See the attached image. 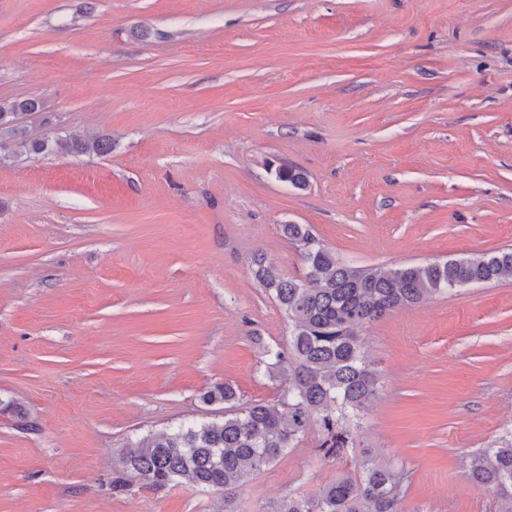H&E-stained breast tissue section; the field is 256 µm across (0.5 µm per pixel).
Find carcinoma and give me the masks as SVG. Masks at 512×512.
Instances as JSON below:
<instances>
[{
    "label": "carcinoma",
    "instance_id": "cac0c4a2",
    "mask_svg": "<svg viewBox=\"0 0 512 512\" xmlns=\"http://www.w3.org/2000/svg\"><path fill=\"white\" fill-rule=\"evenodd\" d=\"M39 111L36 98H0V129L9 135V145L0 146L1 161L112 149L104 137H31L21 118ZM273 174L295 189L308 185L305 172L295 166L278 165ZM281 229L299 249L304 277H287L262 256L251 262L254 279L290 323L285 345H263L267 373L287 372L278 398L241 406L232 385H213L201 400L224 405V422L183 424L132 446L121 458L122 472L112 480L113 490H125L136 478L156 487L184 483L222 488L224 499L214 504L213 512H236V490L302 442L312 428L318 431L319 455L339 461L353 447L350 414L378 392V377L356 329L458 287L512 277V248L379 271L347 263L305 224L289 222ZM470 477L492 492L496 512H512V438L477 452ZM407 478L404 469L367 453L353 468L339 471L318 497L286 495L263 512H398Z\"/></svg>",
    "mask_w": 512,
    "mask_h": 512
}]
</instances>
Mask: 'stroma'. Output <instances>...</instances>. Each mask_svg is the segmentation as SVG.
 Listing matches in <instances>:
<instances>
[{
	"label": "stroma",
	"instance_id": "obj_1",
	"mask_svg": "<svg viewBox=\"0 0 512 512\" xmlns=\"http://www.w3.org/2000/svg\"><path fill=\"white\" fill-rule=\"evenodd\" d=\"M5 97L40 100L33 137L112 150L0 165V512H212L222 491L112 477L129 444L222 422L214 384L279 395L253 339L288 318L251 260L302 275L283 223L378 269L512 246V0H0ZM358 334L379 392L349 454L309 431L236 512L366 448L410 473L399 512H492L469 457L512 434V278ZM275 179L282 183H287L291 187L303 190L308 185V179L305 172L295 166L277 165L273 171Z\"/></svg>",
	"mask_w": 512,
	"mask_h": 512
}]
</instances>
